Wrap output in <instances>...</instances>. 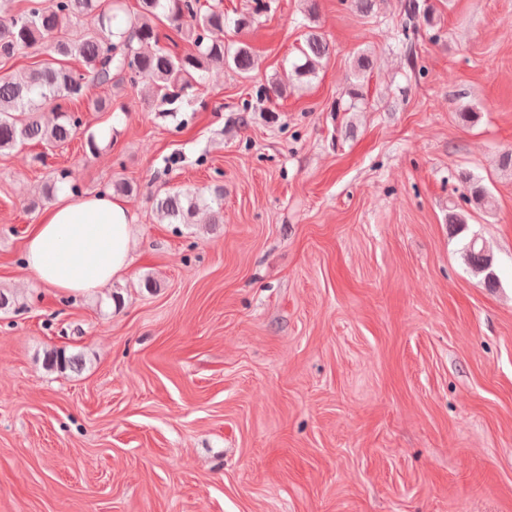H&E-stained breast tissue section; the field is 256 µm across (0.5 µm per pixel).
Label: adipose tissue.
Segmentation results:
<instances>
[{"label": "adipose tissue", "mask_w": 512, "mask_h": 512, "mask_svg": "<svg viewBox=\"0 0 512 512\" xmlns=\"http://www.w3.org/2000/svg\"><path fill=\"white\" fill-rule=\"evenodd\" d=\"M133 245V216L125 200L66 194L30 230L25 269L60 294L94 296L128 272Z\"/></svg>", "instance_id": "ef3b65f1"}]
</instances>
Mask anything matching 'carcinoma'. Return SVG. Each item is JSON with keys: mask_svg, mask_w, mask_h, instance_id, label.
<instances>
[{"mask_svg": "<svg viewBox=\"0 0 512 512\" xmlns=\"http://www.w3.org/2000/svg\"><path fill=\"white\" fill-rule=\"evenodd\" d=\"M14 0H0V59H10L25 50L43 52L56 62L19 73L0 74V152L25 144H39L51 150L71 142L82 127L71 105L87 96L92 88L117 86L124 82L148 83V105L161 117H174L182 110L184 97L205 88L207 74L214 67H227L239 76H249L254 64L247 44L225 43L224 30H238L259 22L268 9L264 0H254L252 11L230 19L215 7L201 13L199 0H139L137 13L126 11L123 0H56L46 10L41 0H27L22 11ZM93 17L96 27L85 28L82 19ZM166 20L177 36L192 50L179 55L160 46L158 22ZM431 24V13L422 0H400L395 47L410 71L417 68L416 41L421 24ZM299 62L293 64L297 78L315 77L330 55V44L315 27L305 34ZM53 105L54 120L43 119ZM112 140V132L90 133L85 145L96 155L101 145ZM71 173H53L42 196L49 201L70 185ZM160 222L190 224L201 210L210 214L209 223H223L224 188L216 185L203 194L190 190H166L153 199ZM466 259L477 273L484 274L489 288L497 275L493 257L478 239L465 246ZM45 364L67 370L79 358L63 349L47 353Z\"/></svg>", "mask_w": 512, "mask_h": 512, "instance_id": "carcinoma-1", "label": "carcinoma"}]
</instances>
